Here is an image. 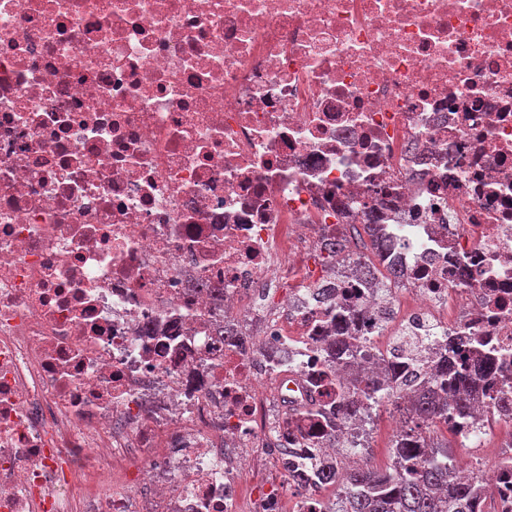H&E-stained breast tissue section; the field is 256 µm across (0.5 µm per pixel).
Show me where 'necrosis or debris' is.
<instances>
[{"mask_svg": "<svg viewBox=\"0 0 512 512\" xmlns=\"http://www.w3.org/2000/svg\"><path fill=\"white\" fill-rule=\"evenodd\" d=\"M367 212L348 369L313 258ZM461 336L512 376V0H0V512H318L356 377Z\"/></svg>", "mask_w": 512, "mask_h": 512, "instance_id": "4bbe7bcc", "label": "necrosis or debris"}]
</instances>
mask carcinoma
Here are the masks:
<instances>
[{"instance_id":"obj_1","label":"carcinoma","mask_w":512,"mask_h":512,"mask_svg":"<svg viewBox=\"0 0 512 512\" xmlns=\"http://www.w3.org/2000/svg\"><path fill=\"white\" fill-rule=\"evenodd\" d=\"M354 236L342 231L330 235L322 243L324 260L340 266L354 264L364 280L398 281L400 271L387 266L380 270L364 260V254L352 248ZM351 314L341 311L336 320V342L332 358L339 360L347 353L344 336L348 335ZM464 342H446L440 364L421 380L418 389L402 394L400 386L369 380L360 390L359 405L373 411L387 406L404 408L408 420L393 444V464L386 470L355 467L343 471L323 468L317 473L323 487L339 488L338 506L325 512H477L487 489L484 477L473 472L465 480L456 475L448 462V452L430 450V435L454 414L481 408L489 411L494 399L481 396L475 389L473 374L456 367Z\"/></svg>"}]
</instances>
